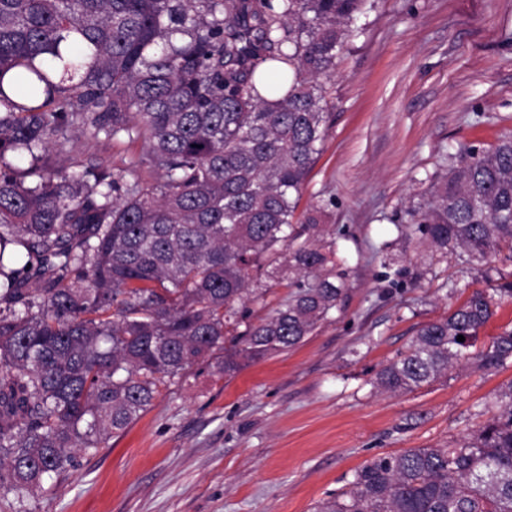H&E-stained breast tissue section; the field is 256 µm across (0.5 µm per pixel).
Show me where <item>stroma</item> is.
Masks as SVG:
<instances>
[{
	"label": "stroma",
	"instance_id": "obj_1",
	"mask_svg": "<svg viewBox=\"0 0 512 512\" xmlns=\"http://www.w3.org/2000/svg\"><path fill=\"white\" fill-rule=\"evenodd\" d=\"M357 25L324 81L329 136L302 193L325 206L320 242L346 274L342 299L290 351L231 376L194 366L105 448L38 492L1 498L0 512H315L373 459L452 446L494 415L512 361L465 359L397 395L374 380L474 291L495 310L477 349L512 329V298L497 291L512 261L471 267L462 250L396 230L449 151L512 134V0H377ZM140 152L81 142L61 160L117 166Z\"/></svg>",
	"mask_w": 512,
	"mask_h": 512
}]
</instances>
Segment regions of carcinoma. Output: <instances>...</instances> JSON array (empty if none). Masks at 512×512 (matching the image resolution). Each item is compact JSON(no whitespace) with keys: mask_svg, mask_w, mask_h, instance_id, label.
Here are the masks:
<instances>
[{"mask_svg":"<svg viewBox=\"0 0 512 512\" xmlns=\"http://www.w3.org/2000/svg\"><path fill=\"white\" fill-rule=\"evenodd\" d=\"M375 0H0V496L41 488L105 446L160 389L224 350L232 375L288 351L345 278L292 223L329 135L321 78ZM80 139L142 145L70 172ZM440 250H512V135L459 147L409 211ZM284 259L303 276L256 323L247 301ZM493 315L475 292L423 325L375 384L404 393L462 359L512 360V331L469 353ZM465 341L460 342L457 336ZM451 448L376 458L317 512H512V384Z\"/></svg>","mask_w":512,"mask_h":512,"instance_id":"obj_1","label":"carcinoma"}]
</instances>
